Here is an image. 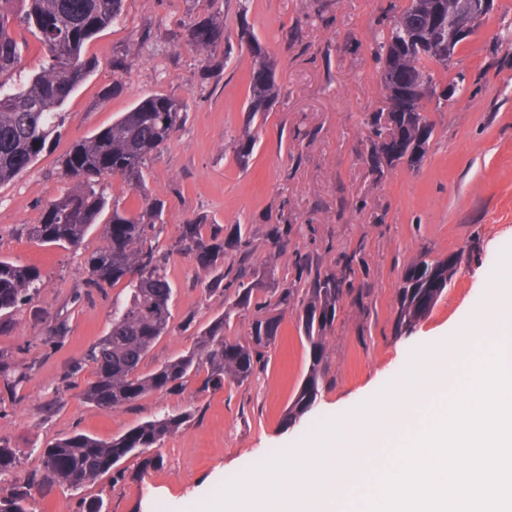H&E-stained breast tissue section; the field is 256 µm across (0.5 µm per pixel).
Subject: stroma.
<instances>
[{"label":"stroma","instance_id":"1","mask_svg":"<svg viewBox=\"0 0 512 512\" xmlns=\"http://www.w3.org/2000/svg\"><path fill=\"white\" fill-rule=\"evenodd\" d=\"M404 0H125L124 17L92 38L95 68L62 108L63 124L37 160L0 185V258L33 265L46 286L28 309L0 327V350L33 364L29 381L0 385V439L16 448L20 483L41 467L40 451L73 432L109 440L152 418L192 411L187 426L154 449V464L122 462L73 491L36 495L32 512H80L81 499H103L107 512H192L227 482L271 454L299 443L316 425L378 394L407 368L423 341L441 339L486 302L512 246V0L460 43L448 67L432 66L437 84L458 83L453 101L428 106L434 127L419 167L400 165L383 177L366 160L367 119L381 105L370 47L390 6ZM211 15L224 21L230 56L201 61L176 41ZM251 31L278 62L280 95L269 112L248 120L252 55L240 43ZM126 68L114 76L112 59ZM123 87L113 91L114 79ZM171 94L189 105L188 119L153 157L146 191L108 179V194L137 212L145 197L166 202L153 242L169 256L174 288L169 332L147 355L144 372L187 352L197 332L223 313V293L206 290L195 260L173 252L179 227L198 215L205 233L241 229L256 268H269L268 288L302 297L298 261L308 257L339 274L352 266L327 339L325 380L314 408L285 423L310 364L297 306L283 315L274 345L251 378L202 390L200 378L167 393H149L115 409L83 402L93 378L87 347L112 323L123 285L85 296L84 258L103 243L94 227L79 250L30 239L43 205L66 187L61 159L74 140L99 131L140 99ZM256 137L248 167L235 159L243 130ZM288 225V243L272 255V225ZM479 252H472V245ZM458 254L462 262L431 311L408 335L394 334L396 290L418 257ZM63 325L54 335L55 325Z\"/></svg>","mask_w":512,"mask_h":512}]
</instances>
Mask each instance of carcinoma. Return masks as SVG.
Listing matches in <instances>:
<instances>
[{"label": "carcinoma", "instance_id": "cac0c4a2", "mask_svg": "<svg viewBox=\"0 0 512 512\" xmlns=\"http://www.w3.org/2000/svg\"><path fill=\"white\" fill-rule=\"evenodd\" d=\"M124 0H0V184L25 171L45 149L48 138L60 128L61 107L94 69L84 55L86 44L123 15ZM34 30L48 57L42 70L22 83L13 82L22 46L15 28ZM242 39L253 58L248 92L249 120L266 112L278 99L276 61L249 33ZM188 42L210 57L224 46V23L210 18L188 30ZM380 76L385 107L368 120L369 160L379 176L399 166L414 167L424 158L434 128L421 105L423 90H448L434 82L430 65L448 68V0H406L378 32L372 47ZM188 104L171 95L156 93L138 101L104 129L70 147L61 161L68 187L43 207L39 222L29 235L42 243L76 249L97 224L103 227L104 244L85 261L87 288L100 290L126 282V293L112 303V326L89 346L84 361L93 366L94 379L81 392L87 402L114 409L141 396L172 391L204 371L205 387L220 388L224 381L242 383L254 372L255 360L278 336L280 319L268 314L255 317L247 340L231 341L224 327L233 313L247 312L253 294L264 282L251 271L248 242L241 228L227 238L203 236L207 215H198L179 228L174 249L193 256L199 267L213 275L207 291L228 294L230 306L196 336L186 354L153 372H141L155 343L169 331L173 287L168 277V255L153 249L150 232L161 219L164 201L154 198L131 213L109 203L104 180L119 176L135 190L146 187L145 170L152 156L183 125ZM256 143L246 129L236 144V161L245 167ZM239 253L238 267L224 269L226 250ZM459 257L448 265L442 260L413 261L397 288L394 331L409 332L433 308L457 271ZM308 288L300 301L298 329L310 347V369L288 406L286 420L301 419L313 407L324 381L325 338L331 329L344 288L342 279L303 263ZM45 280L30 266L0 259V323L29 304ZM294 300L290 288L271 290L266 307L285 310ZM33 370L0 351V379L18 385ZM192 413L164 415L146 421L109 441L75 433L41 450L42 468L20 484L0 485V512H31L32 493L55 485L79 490L112 471L122 461L141 458L145 469L153 463L146 456L190 421ZM19 464L16 449L0 441V478Z\"/></svg>", "mask_w": 512, "mask_h": 512}]
</instances>
